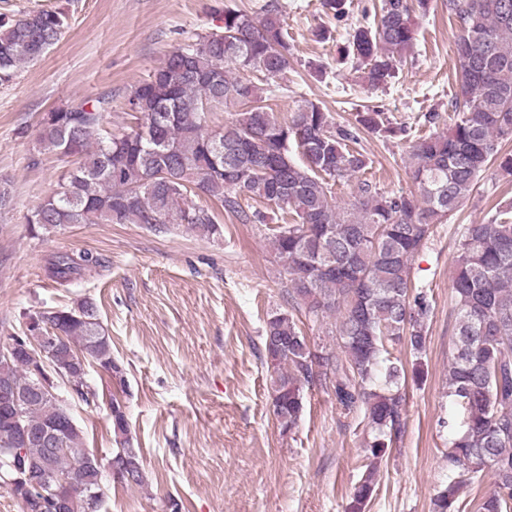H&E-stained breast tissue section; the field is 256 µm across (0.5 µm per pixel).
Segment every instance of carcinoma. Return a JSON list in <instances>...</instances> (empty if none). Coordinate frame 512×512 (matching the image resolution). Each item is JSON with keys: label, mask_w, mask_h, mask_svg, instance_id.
Wrapping results in <instances>:
<instances>
[{"label": "carcinoma", "mask_w": 512, "mask_h": 512, "mask_svg": "<svg viewBox=\"0 0 512 512\" xmlns=\"http://www.w3.org/2000/svg\"><path fill=\"white\" fill-rule=\"evenodd\" d=\"M430 0H380L371 25L357 28L345 50L356 60L362 82L385 88L416 40V17ZM460 26L455 43L458 85L448 131L412 141L410 191L382 192L361 181L346 207L336 205L334 186L365 173L359 146L364 131L407 134L378 111L360 112L357 124L338 125L318 105L304 101L287 119L277 118L253 81L277 77L291 66L288 31L278 7L224 10V31L197 37L169 50L150 79L127 98L135 129L97 142L112 96L71 100L40 121L38 151L73 163L58 189L27 217L48 230L64 224H169L207 239L224 230L214 210L188 198L202 194L244 223L276 221L271 243L284 267L293 307L316 319L335 315L341 355L311 353L307 336L290 313H277L264 327V361L273 414L291 430L305 409V388L330 381L346 410L361 408L372 429L370 462L355 488L350 512H363L377 484L378 463L406 429L402 365L387 344L425 347L430 312L426 289L411 275V261L432 229L448 220L473 193L491 164L512 174V0H443ZM61 13L38 9L19 17L0 14V82L42 56L62 37ZM233 103L238 112L222 127L211 115ZM244 195L264 208L244 209ZM512 211L493 213L458 233L451 278L457 324L449 366L448 396L461 412L460 431L449 442L448 485L433 512H466L458 491L489 467L494 489L474 512H512ZM99 264L90 252L57 255L50 275L66 283ZM72 348L93 344L90 360L112 368L109 379L125 388L124 370L105 336L98 308L83 298L47 319ZM44 329L21 337L29 352L0 359V386L15 390L19 407L0 404V457L23 428L36 431L24 457L46 471L75 475L100 490L103 468L84 464L83 431L58 394L35 399L32 389L46 370L31 354ZM113 455L125 453L145 470L120 401L110 402ZM55 430L69 456L48 453L39 433ZM104 500L85 495L67 500L65 512H102Z\"/></svg>", "instance_id": "1"}]
</instances>
